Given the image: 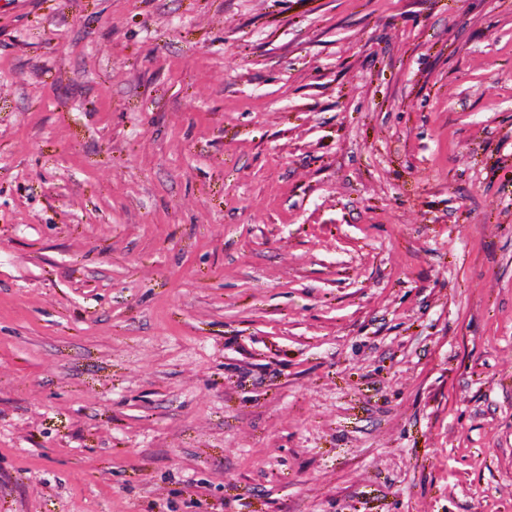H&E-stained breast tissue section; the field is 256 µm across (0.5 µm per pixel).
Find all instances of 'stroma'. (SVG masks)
Here are the masks:
<instances>
[{
	"instance_id": "35a3bbf8",
	"label": "stroma",
	"mask_w": 512,
	"mask_h": 512,
	"mask_svg": "<svg viewBox=\"0 0 512 512\" xmlns=\"http://www.w3.org/2000/svg\"><path fill=\"white\" fill-rule=\"evenodd\" d=\"M0 512H512V0H0Z\"/></svg>"
}]
</instances>
